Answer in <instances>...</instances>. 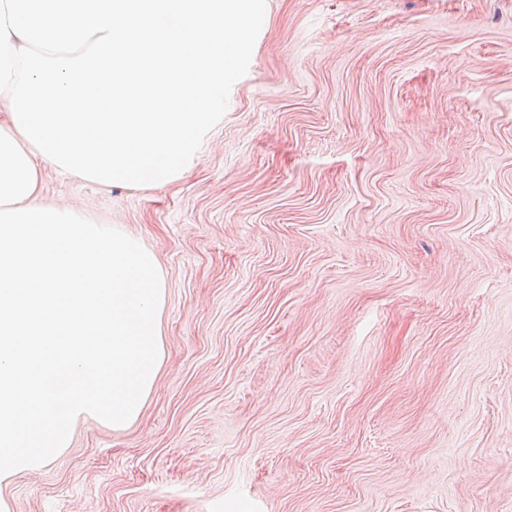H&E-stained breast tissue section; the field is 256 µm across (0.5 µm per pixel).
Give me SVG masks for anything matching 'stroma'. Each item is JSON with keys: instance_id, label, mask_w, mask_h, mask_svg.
<instances>
[{"instance_id": "obj_1", "label": "stroma", "mask_w": 512, "mask_h": 512, "mask_svg": "<svg viewBox=\"0 0 512 512\" xmlns=\"http://www.w3.org/2000/svg\"><path fill=\"white\" fill-rule=\"evenodd\" d=\"M190 171L44 196L165 278L164 360L9 512H512V0H276Z\"/></svg>"}]
</instances>
